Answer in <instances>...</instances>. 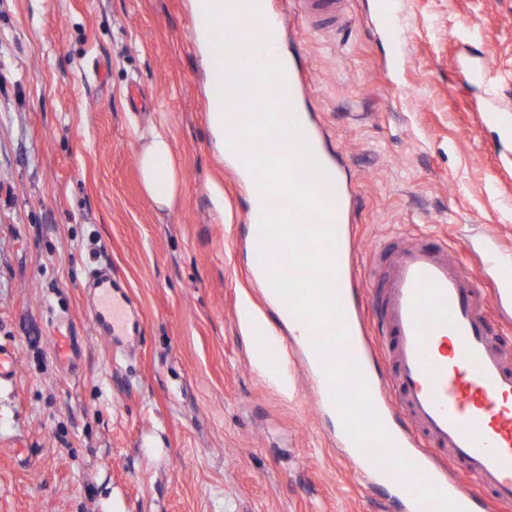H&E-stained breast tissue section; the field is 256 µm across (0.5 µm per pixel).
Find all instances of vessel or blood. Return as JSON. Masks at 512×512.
Masks as SVG:
<instances>
[{"label": "vessel or blood", "instance_id": "vessel-or-blood-1", "mask_svg": "<svg viewBox=\"0 0 512 512\" xmlns=\"http://www.w3.org/2000/svg\"><path fill=\"white\" fill-rule=\"evenodd\" d=\"M296 9L325 28L344 26L347 0H293ZM265 59L281 68L278 82L294 87L296 60L278 51ZM300 134L310 145L323 172L316 182L336 227L334 283L349 333L331 359L358 363L388 442L358 449L347 433L339 447L360 463L373 484L395 493L403 512H495L512 505V352L505 350L491 328L485 306L476 300V286L465 265L447 253L413 246L389 261L377 302L392 341L387 348L395 363L391 382L378 380L367 351L358 340L353 288L355 271L348 255L347 226L354 191L343 178L337 155L309 112L297 108ZM261 243L252 240L250 271L267 282L269 270L289 269L285 247L271 248L270 266L257 258ZM88 319L109 339L114 356L128 353L142 339L141 327L127 291L110 268L91 278ZM335 323L316 328L303 324L304 357L319 403L335 412L326 359L313 340L335 330ZM52 348L62 364L80 356L73 337L54 333ZM462 463L457 474L453 463Z\"/></svg>", "mask_w": 512, "mask_h": 512}]
</instances>
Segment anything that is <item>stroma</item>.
I'll use <instances>...</instances> for the list:
<instances>
[{"instance_id":"stroma-1","label":"stroma","mask_w":512,"mask_h":512,"mask_svg":"<svg viewBox=\"0 0 512 512\" xmlns=\"http://www.w3.org/2000/svg\"><path fill=\"white\" fill-rule=\"evenodd\" d=\"M350 0L331 30L289 11L297 94L360 200L367 333L380 249L462 261L483 298L512 274V137L483 116L512 106V0ZM164 124L180 193L147 195L142 134ZM249 192L214 146L190 0H0V512H397L336 446L297 354L255 359L240 311L276 323L249 276ZM111 266L143 340L117 363L88 321L92 271ZM73 328L68 371L50 338ZM18 355L13 348L0 346V386L13 384L16 379Z\"/></svg>"}]
</instances>
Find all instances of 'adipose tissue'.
Listing matches in <instances>:
<instances>
[{"label": "adipose tissue", "instance_id": "ef3b65f1", "mask_svg": "<svg viewBox=\"0 0 512 512\" xmlns=\"http://www.w3.org/2000/svg\"><path fill=\"white\" fill-rule=\"evenodd\" d=\"M139 168L145 190L154 204L161 209L172 207L177 199L178 177L169 135L164 128L155 126L149 130Z\"/></svg>", "mask_w": 512, "mask_h": 512}]
</instances>
